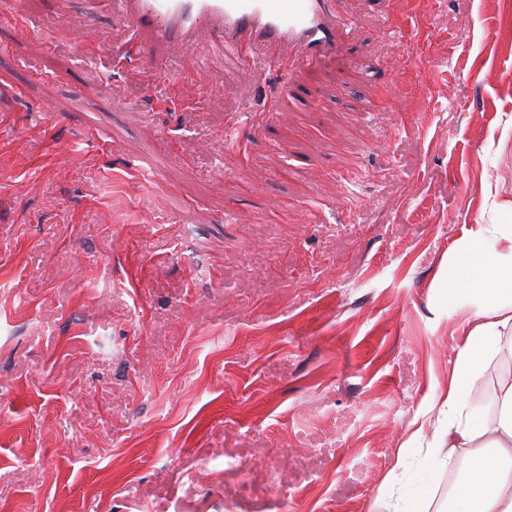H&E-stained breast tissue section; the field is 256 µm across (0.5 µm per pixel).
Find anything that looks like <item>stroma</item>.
Returning <instances> with one entry per match:
<instances>
[{"label":"stroma","mask_w":512,"mask_h":512,"mask_svg":"<svg viewBox=\"0 0 512 512\" xmlns=\"http://www.w3.org/2000/svg\"><path fill=\"white\" fill-rule=\"evenodd\" d=\"M356 27L256 112L170 81L106 0H0V512H378L428 474L469 229L512 203V0H342ZM232 222H225V212ZM512 356L472 393L494 420ZM411 468L399 465L400 457ZM263 114L252 115L247 114L242 116L238 113H233L232 118L224 126V145L232 149L241 150L245 141H247V134L260 127Z\"/></svg>","instance_id":"stroma-1"}]
</instances>
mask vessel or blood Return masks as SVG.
<instances>
[{
  "mask_svg": "<svg viewBox=\"0 0 512 512\" xmlns=\"http://www.w3.org/2000/svg\"><path fill=\"white\" fill-rule=\"evenodd\" d=\"M112 15L127 28L133 43L150 41L151 64L177 59L180 73L202 63L198 40L210 35L225 64L249 73L255 54L280 77L277 93L292 92V73L312 66L345 40L351 18L337 0H112ZM258 115L233 114L224 127V144L243 147L248 133L259 128Z\"/></svg>",
  "mask_w": 512,
  "mask_h": 512,
  "instance_id": "vessel-or-blood-1",
  "label": "vessel or blood"
}]
</instances>
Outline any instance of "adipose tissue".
<instances>
[{"label": "adipose tissue", "instance_id": "adipose-tissue-1", "mask_svg": "<svg viewBox=\"0 0 512 512\" xmlns=\"http://www.w3.org/2000/svg\"><path fill=\"white\" fill-rule=\"evenodd\" d=\"M504 220L470 230L455 259L453 294L470 308L462 345L455 354L447 391L439 398L444 424L440 444L470 449V463L448 497L444 512H512V470L504 453L512 447V385L499 394L497 419L485 424L470 405L476 380L491 353L501 351L512 328V205H502Z\"/></svg>", "mask_w": 512, "mask_h": 512}]
</instances>
